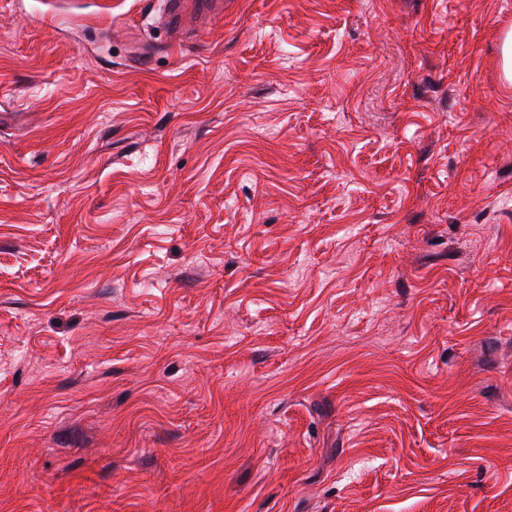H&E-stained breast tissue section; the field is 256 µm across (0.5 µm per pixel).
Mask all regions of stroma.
Listing matches in <instances>:
<instances>
[{
  "label": "stroma",
  "mask_w": 512,
  "mask_h": 512,
  "mask_svg": "<svg viewBox=\"0 0 512 512\" xmlns=\"http://www.w3.org/2000/svg\"><path fill=\"white\" fill-rule=\"evenodd\" d=\"M0 0V512H512V0ZM187 5H193L201 14L221 15L224 11L222 0H166L162 6V18L168 27L179 33L184 30V19L187 13Z\"/></svg>",
  "instance_id": "stroma-1"
}]
</instances>
